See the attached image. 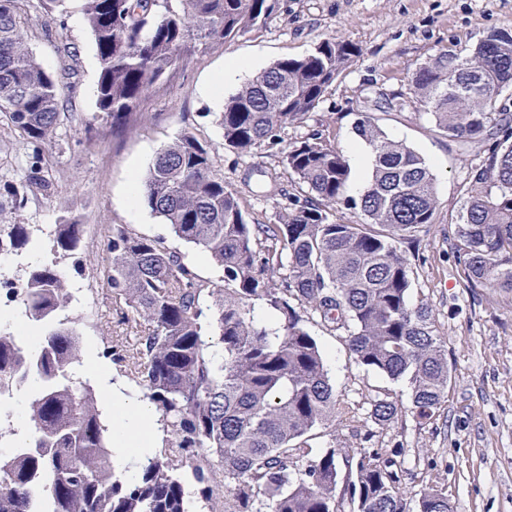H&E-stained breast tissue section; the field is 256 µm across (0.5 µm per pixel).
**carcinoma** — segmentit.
Segmentation results:
<instances>
[{"label": "carcinoma", "mask_w": 512, "mask_h": 512, "mask_svg": "<svg viewBox=\"0 0 512 512\" xmlns=\"http://www.w3.org/2000/svg\"><path fill=\"white\" fill-rule=\"evenodd\" d=\"M23 0H0V117L34 150L51 143L66 115L74 77L71 47H58L49 72L29 48ZM282 0H82L99 62L96 105L124 133L145 97L185 68L201 49L262 29ZM329 36L302 58H283L224 103V146L239 153L278 151L298 185L271 179L284 202L272 224L252 223L224 183L217 151L190 133L164 146L140 179L138 201L171 233L224 270L215 288L162 238L112 225L106 282L123 298L124 321L146 326L133 347L104 354L144 389L166 432L136 480L112 465V438L88 378L79 320L57 319L70 300L56 263L26 272L21 318L36 329L38 349L20 355L0 334V373L37 382L25 406L22 450L0 458V512H187L185 485L201 497L224 494V512H451L448 495L429 487L410 505L400 488L404 449H316L310 437L343 420L324 354L305 315L344 338L354 361L411 390L410 412L431 420L448 397V352L429 306L414 305L411 263L402 244L435 223L434 174L424 158L389 138L362 112L354 130L367 147L370 176L359 198L346 196L350 169L324 130L283 143L358 57ZM512 86V30L490 32L471 48H442L409 76V96L436 131L479 148L448 213V238L463 287L512 295V113L497 107ZM357 209L358 222L334 218ZM84 225H54L52 249L80 247ZM11 247L31 243L13 224ZM275 318L256 320L255 303ZM211 315L213 336L202 333ZM222 349L216 359L211 349ZM370 420L388 427L402 404L391 393L370 400Z\"/></svg>", "instance_id": "cac0c4a2"}]
</instances>
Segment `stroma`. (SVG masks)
<instances>
[{
	"label": "stroma",
	"mask_w": 512,
	"mask_h": 512,
	"mask_svg": "<svg viewBox=\"0 0 512 512\" xmlns=\"http://www.w3.org/2000/svg\"><path fill=\"white\" fill-rule=\"evenodd\" d=\"M25 8L29 46L46 70L59 66V41L76 48L74 86L65 92L74 115L58 128L54 142L37 152L0 120V185H14L23 198L18 207L9 194L0 195V225H27L37 245L33 251L43 263L52 258L54 224L64 215L80 217L85 226L81 246L59 263L75 294L65 314L80 319L86 345L98 350L116 339L135 340L120 322L122 302L102 280L113 225L128 223L138 233L165 238L203 279L224 285L223 269L175 238L148 208H141L139 222H130L125 202L130 167L147 172L163 146L193 132L217 149L224 181L240 196L250 221L273 223L279 199L270 193L269 176L278 174L282 186L290 184L278 156L264 147L247 154L226 148L218 123L225 98L241 90L249 75L226 83L219 100L202 95L201 88L229 56L253 58L266 68L282 58L309 54L332 34L360 49V57L329 87L310 117L286 128L282 138L290 142L326 127L351 169L346 193L354 199L369 170V155L354 133L359 113H374L390 138L412 146L430 166L436 176L437 222L406 251L414 271L412 299L431 306L447 343L452 378L436 419L422 422L406 411L393 426L375 427L368 418L371 396L389 389L407 398V383L358 366L342 337L310 322L336 391L353 413L335 430H317L311 445L322 448L335 441L356 448L370 431L375 447H404L401 486L406 492L437 486L447 492L454 512H512V297L463 288L448 240V213L458 201L474 150L439 136L418 109L383 105L407 93L411 70L439 49L469 47L490 31L512 29V0H283L266 28L198 54L152 91L133 129L120 136L113 135L111 121L97 110L98 60L82 0H66L59 17L41 9L37 0H27ZM38 177L45 186L35 185ZM33 251L14 250L18 263L9 271L11 278L23 279Z\"/></svg>",
	"instance_id": "stroma-1"
}]
</instances>
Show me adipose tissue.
<instances>
[{
  "label": "adipose tissue",
  "instance_id": "adipose-tissue-1",
  "mask_svg": "<svg viewBox=\"0 0 512 512\" xmlns=\"http://www.w3.org/2000/svg\"><path fill=\"white\" fill-rule=\"evenodd\" d=\"M83 372L109 385L112 392V461L127 480L140 473L143 452L154 447L157 440L156 413L143 395L111 382L109 369L95 352H87Z\"/></svg>",
  "mask_w": 512,
  "mask_h": 512
}]
</instances>
